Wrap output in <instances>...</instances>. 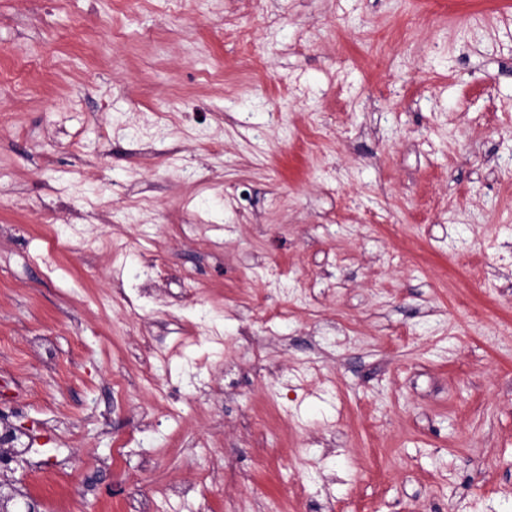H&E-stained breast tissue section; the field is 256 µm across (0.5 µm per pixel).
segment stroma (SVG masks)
Returning a JSON list of instances; mask_svg holds the SVG:
<instances>
[{"label":"stroma","instance_id":"1","mask_svg":"<svg viewBox=\"0 0 512 512\" xmlns=\"http://www.w3.org/2000/svg\"><path fill=\"white\" fill-rule=\"evenodd\" d=\"M0 111L1 484L512 512V0H0Z\"/></svg>","mask_w":512,"mask_h":512}]
</instances>
